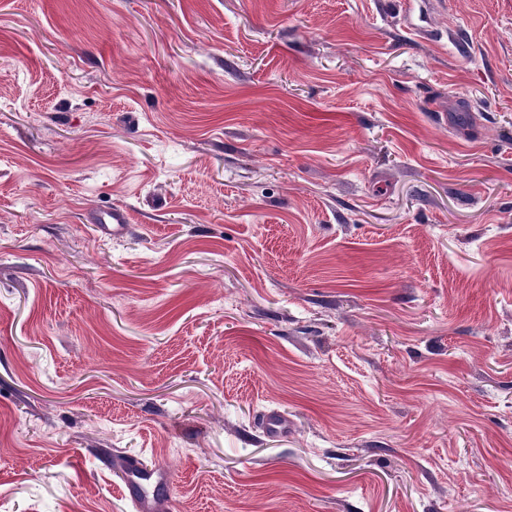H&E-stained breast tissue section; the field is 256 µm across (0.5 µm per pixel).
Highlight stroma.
I'll list each match as a JSON object with an SVG mask.
<instances>
[{
  "label": "stroma",
  "instance_id": "35a3bbf8",
  "mask_svg": "<svg viewBox=\"0 0 512 512\" xmlns=\"http://www.w3.org/2000/svg\"><path fill=\"white\" fill-rule=\"evenodd\" d=\"M133 460L512 512V0H0V512Z\"/></svg>",
  "mask_w": 512,
  "mask_h": 512
}]
</instances>
